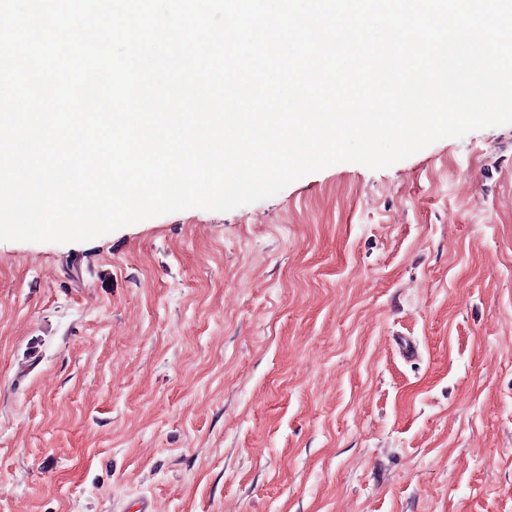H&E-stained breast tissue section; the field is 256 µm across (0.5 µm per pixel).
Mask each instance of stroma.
<instances>
[{"instance_id":"35a3bbf8","label":"stroma","mask_w":512,"mask_h":512,"mask_svg":"<svg viewBox=\"0 0 512 512\" xmlns=\"http://www.w3.org/2000/svg\"><path fill=\"white\" fill-rule=\"evenodd\" d=\"M139 499L512 512V124L229 212L0 241V512Z\"/></svg>"}]
</instances>
